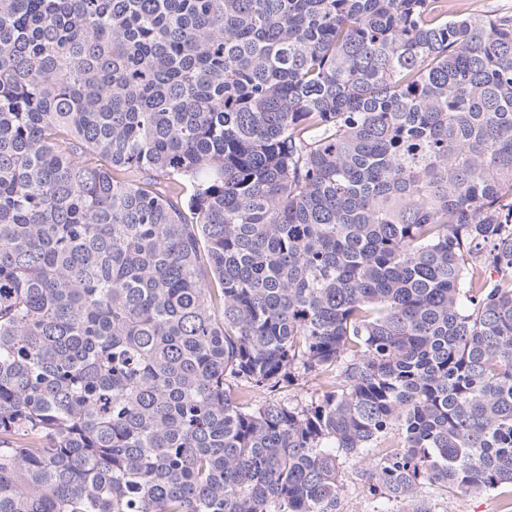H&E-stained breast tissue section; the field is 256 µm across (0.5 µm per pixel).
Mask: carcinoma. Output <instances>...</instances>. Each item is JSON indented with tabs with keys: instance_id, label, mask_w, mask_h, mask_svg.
I'll list each match as a JSON object with an SVG mask.
<instances>
[{
	"instance_id": "obj_1",
	"label": "carcinoma",
	"mask_w": 512,
	"mask_h": 512,
	"mask_svg": "<svg viewBox=\"0 0 512 512\" xmlns=\"http://www.w3.org/2000/svg\"><path fill=\"white\" fill-rule=\"evenodd\" d=\"M347 460L512 512V16L0 0V512H336ZM322 388L318 380L309 377L299 380L294 386L283 389L279 396L285 400H305L310 399L311 396H317Z\"/></svg>"
}]
</instances>
